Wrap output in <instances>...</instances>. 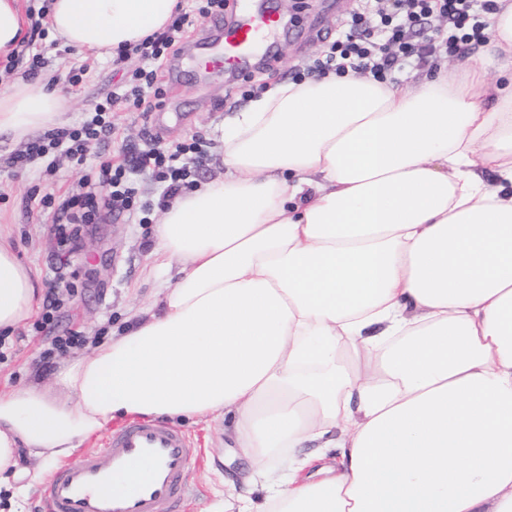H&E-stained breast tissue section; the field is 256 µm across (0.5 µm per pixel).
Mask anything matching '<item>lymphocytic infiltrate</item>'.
<instances>
[{"label":"lymphocytic infiltrate","mask_w":512,"mask_h":512,"mask_svg":"<svg viewBox=\"0 0 512 512\" xmlns=\"http://www.w3.org/2000/svg\"><path fill=\"white\" fill-rule=\"evenodd\" d=\"M360 5L350 17L345 34L333 42L325 59L317 61L314 70L324 75L329 71L342 74L346 70L363 71L375 81L393 79L397 63L412 58L418 44L416 35L433 30L446 52L461 55L469 45L484 39L486 13L496 8L495 0H359ZM189 12H179L166 31L153 35L136 45L134 51L143 59V66L133 72L132 85L121 93L122 99L134 108L159 98V69L168 59L178 33L190 22ZM111 103L96 104L90 120L79 127L58 128L28 141L23 149L9 158L10 168L23 170L35 161L62 152L77 161L86 160L94 146L111 140ZM204 154L198 144H180L164 149L159 145L134 154L121 165L111 160L99 163L98 181H85L84 192L76 196L40 198L41 206H55L57 223L54 232L59 238L76 235L78 229L75 207L95 212L104 204L118 210H132L135 204L127 175L134 170H150L165 184L164 197L173 200L188 188L190 167L202 163Z\"/></svg>","instance_id":"obj_1"}]
</instances>
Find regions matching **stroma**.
<instances>
[{
    "mask_svg": "<svg viewBox=\"0 0 512 512\" xmlns=\"http://www.w3.org/2000/svg\"><path fill=\"white\" fill-rule=\"evenodd\" d=\"M288 32L276 42L273 58L251 61L246 70L231 74H200L182 65L180 86L163 83V95L155 108L142 112L117 100L112 104L116 133L108 153L120 163L149 144L199 142L205 153L201 165L191 170L194 184L224 175L223 146L216 129L224 119L250 102L246 90L262 91L277 82L293 81L296 72L313 65L337 37L355 0H273ZM48 64L42 79L61 89L65 96L64 125L81 123L89 110L104 102L108 93L128 81L140 66L139 56L121 63L78 54L60 39L45 37ZM467 58L439 52L404 65L397 82L414 83L420 77L439 72L463 74ZM86 74L78 86L65 80L73 67ZM11 145H0V235L6 236L21 259L34 269L43 286L58 283L59 310L53 332L35 330L33 323L0 338V391L36 383L59 394L58 373L77 357L89 354L95 344L120 334L133 314L158 296V282L151 272L154 235L166 205L164 185L149 171L132 176L137 207L118 212L100 207L93 221L81 225L68 246H61L52 226L56 215L29 199L30 193L62 196L78 192L79 185L93 173L95 163L77 164L54 156L51 165H37L11 177L6 160ZM81 331L84 341L65 355L46 361L44 352L52 336L68 329ZM197 455L189 462L184 479L190 489L180 512H197L224 491L226 479L237 477L247 466L234 449L224 445L223 421L182 422Z\"/></svg>",
    "mask_w": 512,
    "mask_h": 512,
    "instance_id": "35a3bbf8",
    "label": "stroma"
}]
</instances>
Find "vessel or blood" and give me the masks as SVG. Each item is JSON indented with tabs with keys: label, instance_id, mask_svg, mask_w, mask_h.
Masks as SVG:
<instances>
[{
	"label": "vessel or blood",
	"instance_id": "b4317fda",
	"mask_svg": "<svg viewBox=\"0 0 512 512\" xmlns=\"http://www.w3.org/2000/svg\"><path fill=\"white\" fill-rule=\"evenodd\" d=\"M282 23L277 10H241L219 41H191V54L207 69L238 67L271 49ZM194 453L185 434L162 421L114 430L102 448L85 451L50 475L43 487L45 512H177L187 490L183 473Z\"/></svg>",
	"mask_w": 512,
	"mask_h": 512
}]
</instances>
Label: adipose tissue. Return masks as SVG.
Instances as JSON below:
<instances>
[{
  "label": "adipose tissue",
  "mask_w": 512,
  "mask_h": 512,
  "mask_svg": "<svg viewBox=\"0 0 512 512\" xmlns=\"http://www.w3.org/2000/svg\"><path fill=\"white\" fill-rule=\"evenodd\" d=\"M177 3L52 0L51 29L107 57ZM497 3L464 77L284 82L225 121L223 179L156 229L152 270L175 284L67 366L64 398L0 393L9 512L137 417L223 421L248 468L199 512H251L257 483L264 512H512V0ZM61 109L18 80L0 133L23 139ZM35 305L0 241V332Z\"/></svg>",
  "instance_id": "ef3b65f1"
}]
</instances>
